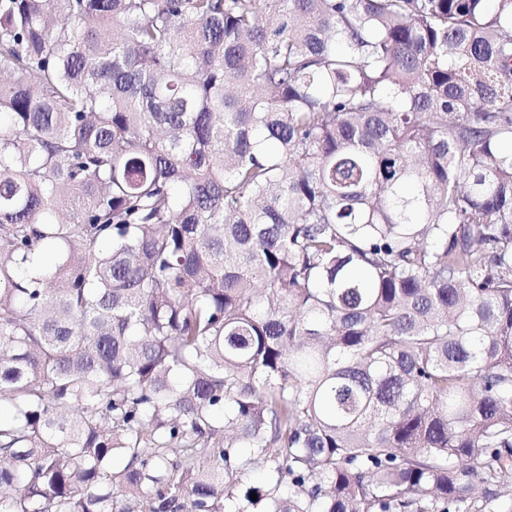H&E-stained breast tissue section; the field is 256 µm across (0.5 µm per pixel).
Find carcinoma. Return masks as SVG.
Returning <instances> with one entry per match:
<instances>
[{"mask_svg":"<svg viewBox=\"0 0 512 512\" xmlns=\"http://www.w3.org/2000/svg\"><path fill=\"white\" fill-rule=\"evenodd\" d=\"M2 401L0 512H512V0H0Z\"/></svg>","mask_w":512,"mask_h":512,"instance_id":"cac0c4a2","label":"carcinoma"}]
</instances>
